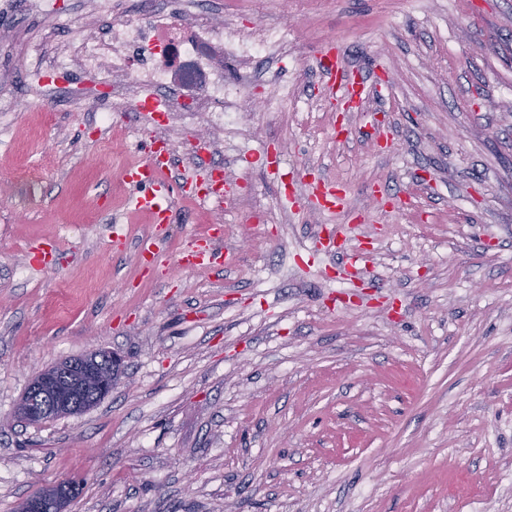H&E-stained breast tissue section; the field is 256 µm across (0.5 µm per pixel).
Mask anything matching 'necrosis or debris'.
I'll use <instances>...</instances> for the list:
<instances>
[{
  "mask_svg": "<svg viewBox=\"0 0 512 512\" xmlns=\"http://www.w3.org/2000/svg\"><path fill=\"white\" fill-rule=\"evenodd\" d=\"M204 0H165L130 12L124 0H97L93 31H80L50 62L34 53L26 59L38 82H64L72 70L106 71L109 96L140 104L143 92L160 98L167 116L197 112L223 128L226 88L224 61L285 45V30L258 26L252 39L225 32L203 8ZM193 10V22L179 17Z\"/></svg>",
  "mask_w": 512,
  "mask_h": 512,
  "instance_id": "obj_1",
  "label": "necrosis or debris"
}]
</instances>
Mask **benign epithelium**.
<instances>
[{
    "mask_svg": "<svg viewBox=\"0 0 512 512\" xmlns=\"http://www.w3.org/2000/svg\"><path fill=\"white\" fill-rule=\"evenodd\" d=\"M113 379L106 378L100 371L97 351L86 353L82 362H66L41 370L30 381L33 399L23 403L18 412L27 420L37 417L35 399L51 396L57 403L62 416L77 413L79 403L72 401L77 391L97 394L112 388ZM70 486L58 483L50 485L38 495L25 500L19 512H64Z\"/></svg>",
    "mask_w": 512,
    "mask_h": 512,
    "instance_id": "obj_1",
    "label": "benign epithelium"
}]
</instances>
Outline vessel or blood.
I'll list each match as a JSON object with an SVG mask.
<instances>
[{"mask_svg": "<svg viewBox=\"0 0 512 512\" xmlns=\"http://www.w3.org/2000/svg\"><path fill=\"white\" fill-rule=\"evenodd\" d=\"M316 67L323 85L341 101L363 103L373 89L370 77L359 76L356 70L345 67L335 51L322 55ZM189 155L192 159L190 170L181 178H173L174 149L168 140L155 137L148 145L144 161L125 169L123 173L124 181L133 189L129 198L130 206L135 211L150 214L157 231L156 237L145 239L138 246L139 261L147 267L156 268L163 263L157 236L167 230L172 220L177 195L199 193L218 210L223 208L227 200L223 181L209 175L212 163L207 152L195 143L191 145ZM305 200L322 213H340L349 207L347 194L334 184L322 181L308 184ZM221 237V232L214 230L207 237L194 239L181 252L180 265L191 270L222 269L227 259L217 246ZM344 243L343 228L339 225L326 229L317 241L318 247L324 251L341 254L343 270L357 268L358 253L346 252Z\"/></svg>", "mask_w": 512, "mask_h": 512, "instance_id": "vessel-or-blood-1", "label": "vessel or blood"}]
</instances>
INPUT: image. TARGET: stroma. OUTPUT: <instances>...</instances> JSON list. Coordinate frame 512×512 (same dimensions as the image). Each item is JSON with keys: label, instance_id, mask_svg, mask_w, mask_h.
<instances>
[{"label": "stroma", "instance_id": "35a3bbf8", "mask_svg": "<svg viewBox=\"0 0 512 512\" xmlns=\"http://www.w3.org/2000/svg\"><path fill=\"white\" fill-rule=\"evenodd\" d=\"M207 4L288 42L226 62L249 77L211 157L234 211L176 199L154 276L136 259L154 226L120 178L155 126L129 109L99 126L96 100L37 85L23 47L66 33L30 0L0 12V512L68 481L66 512H512V0ZM332 41L387 85L364 108L388 142L355 112L336 139L315 70ZM279 84L293 103L269 107ZM310 173L347 188L371 277L316 250L340 217L303 205ZM216 222L236 264L181 269ZM36 240L58 270L29 266ZM92 349L123 358L110 394L17 422L36 372Z\"/></svg>", "mask_w": 512, "mask_h": 512}]
</instances>
